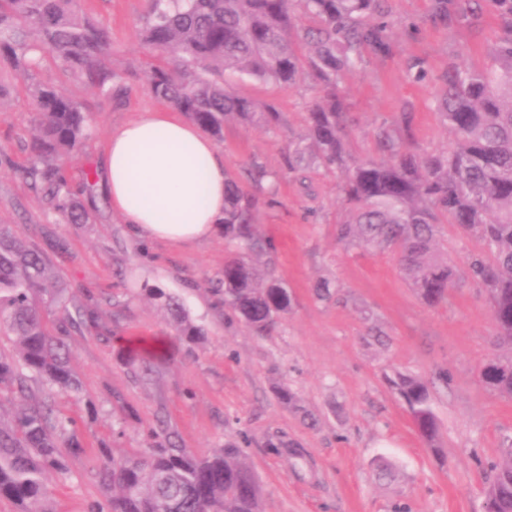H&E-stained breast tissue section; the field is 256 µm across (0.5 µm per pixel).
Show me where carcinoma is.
<instances>
[{"mask_svg": "<svg viewBox=\"0 0 512 512\" xmlns=\"http://www.w3.org/2000/svg\"><path fill=\"white\" fill-rule=\"evenodd\" d=\"M392 0H147L135 28L153 62L149 93L211 137L224 126L280 125L267 101L239 94L227 72L280 87L309 81L320 96L306 113L304 134L288 144L286 174L336 168L344 213L338 241L364 251H389L401 272L430 307L448 300L458 268L442 254L441 225L477 237L465 273L491 300L498 343L512 350V0H490L500 32L489 63L454 67L436 78L437 116L452 134L445 149L410 150L415 115L402 112L399 131H374L379 159L348 155L349 112L341 83L368 55L391 52L388 18ZM109 31L82 15L81 0H0V72L25 84L38 135L22 175L43 192L58 224H91L94 201L75 198L64 167L78 160L91 130L86 107L38 78L43 61L82 79L106 99L125 77L106 67ZM246 191L232 174L224 182V239L231 249L218 282L224 308L258 336H267L288 313L292 295L282 282L250 263L249 252L274 245L257 234L256 215L275 203L279 176L253 163ZM70 285L38 245L25 247L17 230L0 224V334L16 338L15 353L0 354V391L10 392L11 419H0V499L19 512H51L50 473H69L68 458H84L98 483L112 493L108 510L94 512H262L261 491L239 450L202 456L167 428L143 448L120 456L85 448L72 422L56 414L51 392L78 394L70 343L83 332L100 334L98 302L90 299L57 321L51 310L66 301ZM148 295L166 311L176 335L189 342L205 330L179 298L161 288ZM172 353L123 346L118 360L148 380ZM482 383L512 397V356L487 363ZM420 437L433 445L438 424L428 384L403 377L395 383ZM488 512H512V449L495 467L487 490Z\"/></svg>", "mask_w": 512, "mask_h": 512, "instance_id": "cac0c4a2", "label": "carcinoma"}]
</instances>
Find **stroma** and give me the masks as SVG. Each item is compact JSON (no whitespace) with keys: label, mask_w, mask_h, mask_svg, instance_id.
<instances>
[{"label":"stroma","mask_w":512,"mask_h":512,"mask_svg":"<svg viewBox=\"0 0 512 512\" xmlns=\"http://www.w3.org/2000/svg\"><path fill=\"white\" fill-rule=\"evenodd\" d=\"M146 7V0L83 4L87 18L112 31L105 64L133 74L121 99L100 98L50 58L39 73L87 107L92 135L67 178L78 198H95L94 223H55L18 173L34 133L23 83L0 102V224L17 227L28 243L64 241L65 252L52 260L73 304L95 295L112 332L108 341L74 336L70 364L83 389L55 394L56 409L75 421L87 447L117 454L144 447L161 417L198 453L240 448L261 488L264 512H487L486 483L512 447V397L480 380L483 365L504 354L494 343L489 297L462 276L447 303L428 306L390 254L339 242V171L321 168L302 182L281 180L276 204L257 215L260 235L275 249L256 261L292 295L290 311L264 337L225 310L215 290L224 270L223 232L200 243L145 250L113 212L98 157L113 128L161 106L144 87L152 57L135 30ZM432 9L433 0H394L392 55L367 58L345 78L354 157H375V128L394 124L406 111L415 115L416 149L449 144L451 135L436 115L435 79L453 66L486 62L499 25L488 2L468 17L449 12L444 26L429 22ZM416 58L429 71L422 82L408 74ZM235 87L273 102L282 122L274 134L225 126L218 145L233 176L243 178L255 162L282 171L288 140L303 132L314 89L249 79ZM322 281L326 301L315 296ZM149 288L179 296L204 328V342L178 339L164 311L146 297ZM375 328L383 340L372 336ZM130 337L173 344L174 362L158 364L152 380H137L115 355L121 339ZM400 374L429 382L436 445L420 438L392 386ZM284 386L295 406L282 402ZM48 483L53 512H89L92 503L107 500L83 460L71 461L67 475L50 476Z\"/></svg>","instance_id":"stroma-1"}]
</instances>
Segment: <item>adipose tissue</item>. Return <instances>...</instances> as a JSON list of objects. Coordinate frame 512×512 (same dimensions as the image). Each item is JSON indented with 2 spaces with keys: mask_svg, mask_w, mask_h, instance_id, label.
<instances>
[{
  "mask_svg": "<svg viewBox=\"0 0 512 512\" xmlns=\"http://www.w3.org/2000/svg\"><path fill=\"white\" fill-rule=\"evenodd\" d=\"M103 169L113 211L139 236L202 242L224 219V153L173 110L146 111L113 129Z\"/></svg>",
  "mask_w": 512,
  "mask_h": 512,
  "instance_id": "1",
  "label": "adipose tissue"
}]
</instances>
